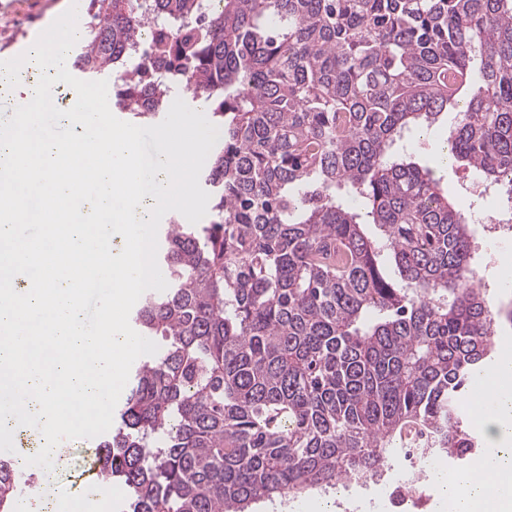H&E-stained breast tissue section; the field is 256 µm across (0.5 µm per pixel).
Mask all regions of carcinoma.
I'll return each mask as SVG.
<instances>
[{
	"label": "carcinoma",
	"instance_id": "obj_1",
	"mask_svg": "<svg viewBox=\"0 0 512 512\" xmlns=\"http://www.w3.org/2000/svg\"><path fill=\"white\" fill-rule=\"evenodd\" d=\"M77 56L116 108L182 88L223 127L205 224L159 230L168 283L96 449L126 512H251L377 479L392 455L482 457L458 412L512 308L474 287L471 215L394 150L450 109L438 152L512 205V0H91ZM157 36L122 55L138 31ZM381 230L370 236L365 225ZM394 265L397 281L387 279ZM0 459V512L37 474Z\"/></svg>",
	"mask_w": 512,
	"mask_h": 512
}]
</instances>
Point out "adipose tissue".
Masks as SVG:
<instances>
[{
  "label": "adipose tissue",
  "instance_id": "obj_1",
  "mask_svg": "<svg viewBox=\"0 0 512 512\" xmlns=\"http://www.w3.org/2000/svg\"><path fill=\"white\" fill-rule=\"evenodd\" d=\"M474 400L487 433L484 466L438 472L435 512H512V369H498L482 382Z\"/></svg>",
  "mask_w": 512,
  "mask_h": 512
}]
</instances>
